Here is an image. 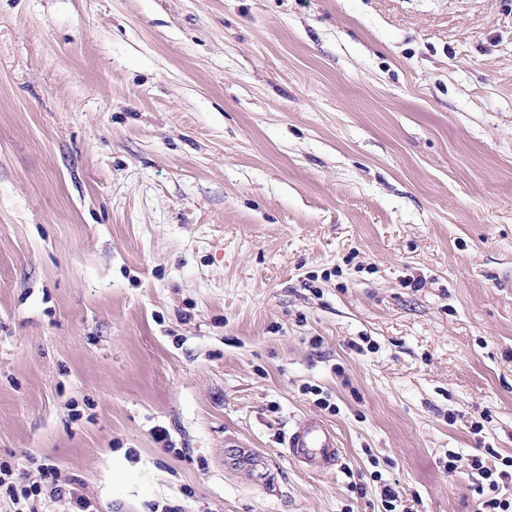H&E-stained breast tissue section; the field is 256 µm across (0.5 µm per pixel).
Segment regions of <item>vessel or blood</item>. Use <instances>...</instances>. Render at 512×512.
Wrapping results in <instances>:
<instances>
[{
  "label": "vessel or blood",
  "mask_w": 512,
  "mask_h": 512,
  "mask_svg": "<svg viewBox=\"0 0 512 512\" xmlns=\"http://www.w3.org/2000/svg\"><path fill=\"white\" fill-rule=\"evenodd\" d=\"M284 443L291 459L320 472L332 469L340 456L335 432L318 419L297 424L289 430Z\"/></svg>",
  "instance_id": "1"
}]
</instances>
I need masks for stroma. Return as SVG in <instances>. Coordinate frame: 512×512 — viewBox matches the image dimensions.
I'll return each mask as SVG.
<instances>
[{
    "instance_id": "1",
    "label": "stroma",
    "mask_w": 512,
    "mask_h": 512,
    "mask_svg": "<svg viewBox=\"0 0 512 512\" xmlns=\"http://www.w3.org/2000/svg\"><path fill=\"white\" fill-rule=\"evenodd\" d=\"M490 448L512 0H0V461L95 512H475L444 464ZM288 456L316 471H328L338 462L340 448L336 433L321 420L300 422L284 440Z\"/></svg>"
}]
</instances>
